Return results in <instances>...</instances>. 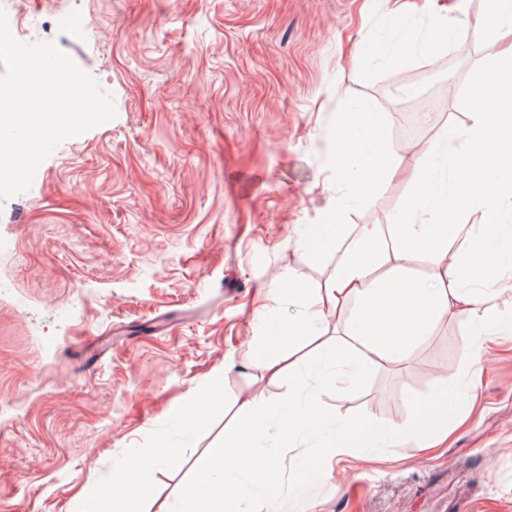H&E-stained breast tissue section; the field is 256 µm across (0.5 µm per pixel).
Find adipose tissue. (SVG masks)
<instances>
[{
    "mask_svg": "<svg viewBox=\"0 0 512 512\" xmlns=\"http://www.w3.org/2000/svg\"><path fill=\"white\" fill-rule=\"evenodd\" d=\"M427 3L429 27H408L398 54L450 41L449 14L466 13L468 7V0H451L442 8L436 0ZM473 36L486 49L488 62L479 74L478 101L469 107L468 123L445 125L405 164L389 150L380 113H345L332 134L336 207L328 223L301 230L296 246L301 256L314 258L324 237L333 236L336 262L324 285L305 294L302 317L288 335H326L328 314L345 306V333L354 347L325 345L308 378L298 379L287 397L241 405L238 413L246 424L240 437L247 447L228 441L214 445L205 490L188 492L178 503H159L155 512H266L269 491L251 478L279 476L283 457L276 437L287 436L292 448L317 438L328 464L352 455L360 423L326 411L328 390H351L373 366L401 364L443 317L459 318L461 334L470 341L496 335L499 323L512 318V308L492 304L512 288V111L504 108L512 101V76L503 68L512 61V0H494ZM398 173L409 194L389 224H342L347 201H368ZM421 261L430 264V273L415 270ZM438 407L433 400L412 403L410 421L377 428L371 447L392 448L404 440L422 451L442 442L447 426L428 435L423 424Z\"/></svg>",
    "mask_w": 512,
    "mask_h": 512,
    "instance_id": "obj_1",
    "label": "adipose tissue"
}]
</instances>
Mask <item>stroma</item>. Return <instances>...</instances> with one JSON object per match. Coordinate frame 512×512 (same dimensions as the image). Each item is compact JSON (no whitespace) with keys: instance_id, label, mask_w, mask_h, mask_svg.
<instances>
[{"instance_id":"stroma-1","label":"stroma","mask_w":512,"mask_h":512,"mask_svg":"<svg viewBox=\"0 0 512 512\" xmlns=\"http://www.w3.org/2000/svg\"><path fill=\"white\" fill-rule=\"evenodd\" d=\"M491 6L470 0L448 44L398 57L406 24L427 23L425 0H0L21 41H55L116 109L0 202V512H83L115 485L130 512L177 501L238 432L241 404L293 390V375L270 377L246 352L287 340L302 313L289 281L315 288L333 268L334 251L305 260L295 244L336 204L331 131L368 105L405 159L466 123L485 56L472 30ZM407 192L387 182L343 221L386 223ZM482 348L446 447L356 448L333 486L309 441L272 490L282 512H512V334ZM444 382L467 384L452 317L402 369L324 400L369 435L405 425ZM202 393L183 430L170 408ZM158 448L171 457L139 469Z\"/></svg>"}]
</instances>
